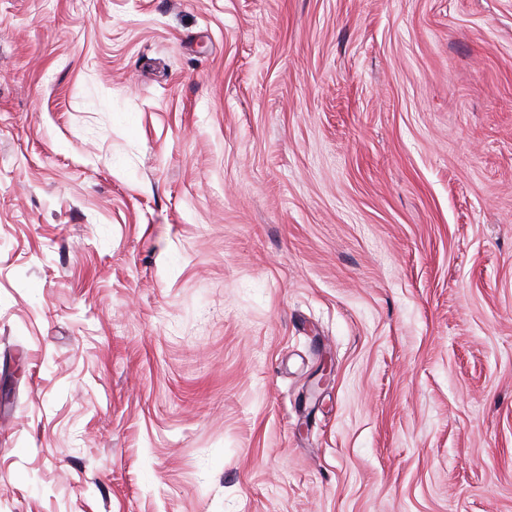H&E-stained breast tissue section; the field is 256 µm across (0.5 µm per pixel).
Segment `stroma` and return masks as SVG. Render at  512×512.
<instances>
[{
  "mask_svg": "<svg viewBox=\"0 0 512 512\" xmlns=\"http://www.w3.org/2000/svg\"><path fill=\"white\" fill-rule=\"evenodd\" d=\"M0 512H512V0H0Z\"/></svg>",
  "mask_w": 512,
  "mask_h": 512,
  "instance_id": "stroma-1",
  "label": "stroma"
}]
</instances>
